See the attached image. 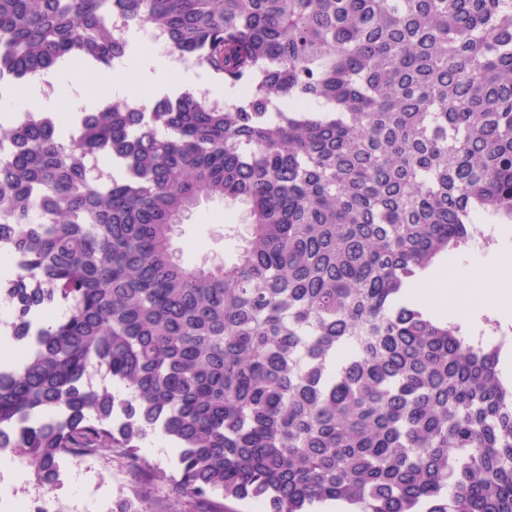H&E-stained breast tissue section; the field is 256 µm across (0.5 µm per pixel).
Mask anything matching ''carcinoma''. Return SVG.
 I'll list each match as a JSON object with an SVG mask.
<instances>
[{"mask_svg":"<svg viewBox=\"0 0 512 512\" xmlns=\"http://www.w3.org/2000/svg\"><path fill=\"white\" fill-rule=\"evenodd\" d=\"M114 18L236 96L0 126V247L21 260L0 293L25 346L0 364V454L51 491L108 451L146 503L158 433L191 512H512L502 343L409 293L512 223V0H0V88L130 55ZM202 199L245 213L221 267L172 247ZM160 442L164 444L165 448H153L152 446ZM154 451H167L165 454H157ZM169 448V451H168ZM140 454L146 458L152 468L158 471H164L168 476L175 474L177 470V450L173 446L161 438L159 435H150L141 444Z\"/></svg>","mask_w":512,"mask_h":512,"instance_id":"carcinoma-1","label":"carcinoma"}]
</instances>
